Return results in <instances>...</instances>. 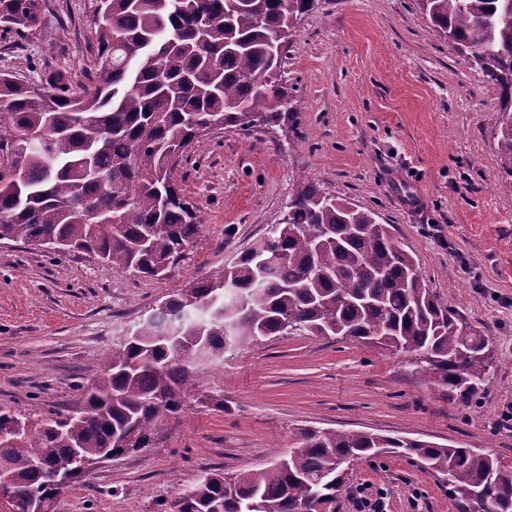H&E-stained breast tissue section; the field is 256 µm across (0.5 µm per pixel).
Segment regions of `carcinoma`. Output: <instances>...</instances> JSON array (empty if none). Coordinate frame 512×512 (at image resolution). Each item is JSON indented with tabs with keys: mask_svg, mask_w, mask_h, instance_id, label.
I'll return each instance as SVG.
<instances>
[{
	"mask_svg": "<svg viewBox=\"0 0 512 512\" xmlns=\"http://www.w3.org/2000/svg\"><path fill=\"white\" fill-rule=\"evenodd\" d=\"M42 0H0V29L38 26ZM319 0H99L96 61L72 91L0 73V241L41 236L94 253L114 272L162 274L193 243L200 209L173 172L212 121L244 132L294 116L280 47ZM471 67L500 91L493 141L512 190V0H416ZM280 222L219 278L164 299L129 339L97 359L74 413L34 422L0 409V478L16 497L53 499L56 474L72 488L83 462L121 454L129 430L148 447L158 425L202 401L199 371L266 336H350L393 354L469 402L494 373L491 338L469 330L430 292L392 225L307 178ZM180 343L204 360L181 359ZM412 457L447 477L462 503L512 512V475L490 453L417 439L306 429L298 446L243 476L205 474L178 494L179 512H320L336 500L344 465L377 449Z\"/></svg>",
	"mask_w": 512,
	"mask_h": 512,
	"instance_id": "carcinoma-1",
	"label": "carcinoma"
}]
</instances>
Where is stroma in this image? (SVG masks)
Here are the masks:
<instances>
[{"label": "stroma", "mask_w": 512, "mask_h": 512, "mask_svg": "<svg viewBox=\"0 0 512 512\" xmlns=\"http://www.w3.org/2000/svg\"><path fill=\"white\" fill-rule=\"evenodd\" d=\"M98 5L43 0L44 33L0 31V71L44 88L61 71L80 90ZM283 78L293 122L213 130L175 169L203 225L166 277L0 245V406L34 419L73 408L96 358L165 297L220 276L279 222L302 173L392 225L439 302L490 336L493 379L465 404L354 339L266 338L206 368L214 404H192L148 448L100 464L55 512H168L206 473L258 468L307 428L479 448L512 473V193L500 188L492 138L498 89L416 0H320L298 24ZM360 484L386 489L388 512H464L441 477L390 453L358 461L322 512H353Z\"/></svg>", "instance_id": "obj_1"}]
</instances>
